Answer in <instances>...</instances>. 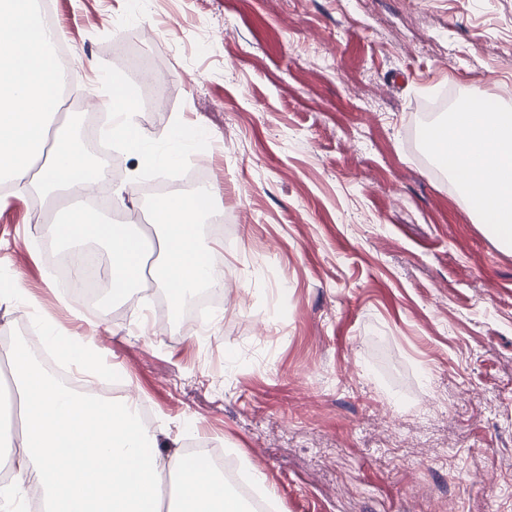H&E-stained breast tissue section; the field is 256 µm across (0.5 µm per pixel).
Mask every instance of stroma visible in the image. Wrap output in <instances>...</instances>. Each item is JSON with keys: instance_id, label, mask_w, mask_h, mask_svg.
Returning a JSON list of instances; mask_svg holds the SVG:
<instances>
[{"instance_id": "stroma-1", "label": "stroma", "mask_w": 512, "mask_h": 512, "mask_svg": "<svg viewBox=\"0 0 512 512\" xmlns=\"http://www.w3.org/2000/svg\"><path fill=\"white\" fill-rule=\"evenodd\" d=\"M48 3L74 70L57 117L81 114L82 143L100 73L143 91L160 71L169 107L136 120L191 132L180 164L125 153L99 190L147 221L150 182L200 166L224 286L200 336L155 287L71 315L33 222L44 197L5 189L0 272L37 313L96 331L161 441L249 460L276 512H512V246L422 149L434 93L512 85V0Z\"/></svg>"}]
</instances>
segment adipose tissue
Here are the masks:
<instances>
[{"instance_id":"1","label":"adipose tissue","mask_w":512,"mask_h":512,"mask_svg":"<svg viewBox=\"0 0 512 512\" xmlns=\"http://www.w3.org/2000/svg\"><path fill=\"white\" fill-rule=\"evenodd\" d=\"M35 2L0 0V183L47 196L77 185L91 196L102 168L67 128L53 125L69 77L51 51L61 32L40 22ZM128 106L127 86L113 79L107 136L145 161L175 165L184 146L182 128L175 124L163 132L166 147L157 150L141 138ZM428 148L459 175L460 190L480 222L512 245V107L465 112L449 120ZM220 207V191L211 184L189 196L164 198L147 234L92 218L86 209L69 210L40 231L61 244L94 241L106 248L109 301L131 302L149 279L177 309L198 289L223 285L199 232ZM153 246L161 260L149 274L143 259ZM44 340L58 363L75 366L86 379L112 370L94 356L93 336H73L52 323ZM0 366L6 369L0 388L18 395L16 427L0 435L11 466L10 479L0 480V512H21L32 483L41 490V512H245L225 487L223 473L161 450L158 435L140 422L138 399L74 390L13 339L0 341Z\"/></svg>"}]
</instances>
